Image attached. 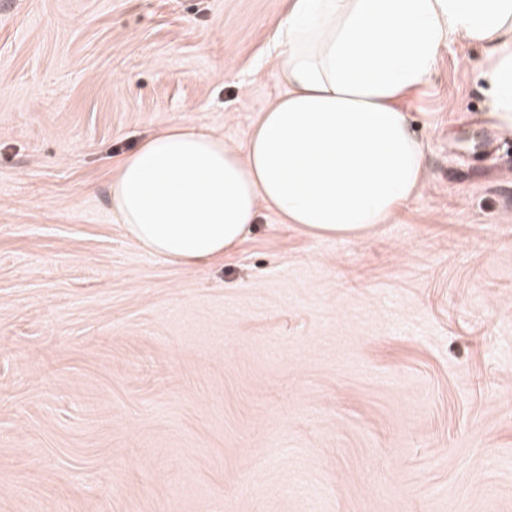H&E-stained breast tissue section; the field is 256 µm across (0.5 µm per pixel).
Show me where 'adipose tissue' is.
I'll return each instance as SVG.
<instances>
[{"instance_id": "adipose-tissue-1", "label": "adipose tissue", "mask_w": 512, "mask_h": 512, "mask_svg": "<svg viewBox=\"0 0 512 512\" xmlns=\"http://www.w3.org/2000/svg\"><path fill=\"white\" fill-rule=\"evenodd\" d=\"M461 37L483 45L496 128L512 136V0H288L273 37L285 94L245 150L170 126L121 162L112 208L148 253L195 266L234 249L261 208L322 237H356L417 191L424 146L402 99Z\"/></svg>"}]
</instances>
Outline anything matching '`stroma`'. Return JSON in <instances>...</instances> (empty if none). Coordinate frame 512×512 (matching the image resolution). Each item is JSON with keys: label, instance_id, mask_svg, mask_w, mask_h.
<instances>
[{"label": "stroma", "instance_id": "obj_1", "mask_svg": "<svg viewBox=\"0 0 512 512\" xmlns=\"http://www.w3.org/2000/svg\"><path fill=\"white\" fill-rule=\"evenodd\" d=\"M287 0H0V512H512V136L456 38L402 104L426 176L322 238L261 209L188 269L117 163L244 148Z\"/></svg>", "mask_w": 512, "mask_h": 512}]
</instances>
